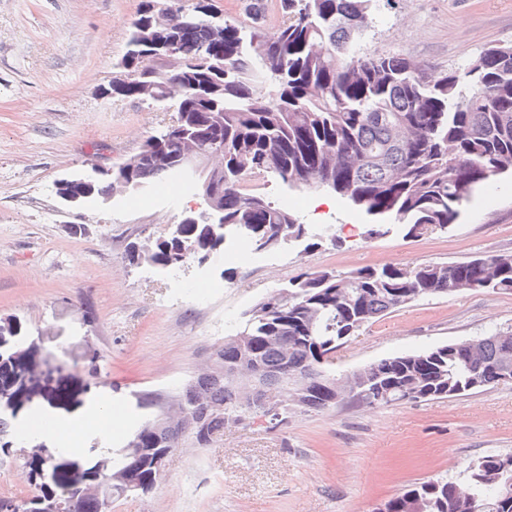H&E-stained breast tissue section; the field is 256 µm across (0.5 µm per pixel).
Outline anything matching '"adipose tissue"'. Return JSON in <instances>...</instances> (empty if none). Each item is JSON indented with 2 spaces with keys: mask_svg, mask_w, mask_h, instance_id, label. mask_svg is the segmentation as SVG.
Wrapping results in <instances>:
<instances>
[{
  "mask_svg": "<svg viewBox=\"0 0 512 512\" xmlns=\"http://www.w3.org/2000/svg\"><path fill=\"white\" fill-rule=\"evenodd\" d=\"M37 416L45 420L46 425L36 430L32 427V420ZM37 416L30 412L21 415L15 422L18 433L25 438L37 436L74 456L82 452L81 442L86 430L96 429L108 442L126 429L123 416L113 409L112 396L107 392L99 393L86 409L75 414L56 415L44 411Z\"/></svg>",
  "mask_w": 512,
  "mask_h": 512,
  "instance_id": "ef3b65f1",
  "label": "adipose tissue"
}]
</instances>
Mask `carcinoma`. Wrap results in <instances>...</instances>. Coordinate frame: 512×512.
Returning a JSON list of instances; mask_svg holds the SVG:
<instances>
[{
    "label": "carcinoma",
    "mask_w": 512,
    "mask_h": 512,
    "mask_svg": "<svg viewBox=\"0 0 512 512\" xmlns=\"http://www.w3.org/2000/svg\"><path fill=\"white\" fill-rule=\"evenodd\" d=\"M282 18L279 36L266 38L264 26L224 21V40L216 41L206 14L196 4L194 43L208 53L193 65L169 69L150 62L155 42L142 31L155 23L162 0H141L127 45L138 56L123 55L126 78L112 82L115 95L150 101L170 109L175 120L152 136L167 160L143 158L131 172V194L152 189L163 177L195 190L193 173L179 165L178 136L196 139L208 150L224 149V188L219 206L225 228L203 220L178 224L177 235L160 238L149 261L167 268L217 258L227 239L247 241L256 251L280 248L284 224L300 238L308 228L287 207L242 188L243 176L273 175L290 189H315L339 196L369 217L372 235L398 224L407 236L446 231L457 223L481 188L512 172V47H490L445 76L427 80L400 54H375L362 42L374 27L378 0H275ZM274 90L261 93L265 85ZM486 289L512 292V254L463 263L400 268L362 267L346 274L301 273L286 288L243 314L239 335L247 337L253 357L270 376L267 389H282L276 373L288 368L308 375L307 410L336 407L323 384L325 371L314 342L339 341L420 296ZM316 316L311 337L299 330L307 314ZM472 360L468 340L421 353L379 360L376 381L356 392L353 404L384 405L462 396L480 381L498 383V370L512 366V330L477 337ZM239 345L224 337L211 360L236 359ZM208 403L198 404L197 393ZM176 397L198 415V428L161 427L144 421L125 448L139 462L140 483L154 486L155 460L161 452L191 442L211 446L224 434V415L244 412L224 375L195 376ZM512 455H487L466 467L462 483L468 498L455 499L457 481L422 482L385 502L386 512H408L406 498L421 502L422 512H512ZM62 512H106L107 504L73 493L61 498Z\"/></svg>",
    "instance_id": "carcinoma-1"
}]
</instances>
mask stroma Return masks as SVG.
Listing matches in <instances>:
<instances>
[{
    "label": "stroma",
    "mask_w": 512,
    "mask_h": 512,
    "mask_svg": "<svg viewBox=\"0 0 512 512\" xmlns=\"http://www.w3.org/2000/svg\"><path fill=\"white\" fill-rule=\"evenodd\" d=\"M141 0H0V416L46 406L71 414L108 390L138 428L154 417L140 393L177 390L209 361L246 310L305 271L465 262L512 252V177L477 193L448 231L413 238L399 225L369 236L366 215L341 198L318 204L272 175L250 174L312 231L317 247L191 263L169 276L132 265L126 249L179 223L198 198L159 184L161 196L123 195L72 207L57 179L139 152L173 115L112 96ZM368 51L400 53L437 79L491 46H512V0H382ZM215 280L203 287L198 278ZM512 327V292L424 297L351 336L328 369L346 374L380 359ZM78 456L30 438L0 436V497L61 494L79 471L94 479L123 439L88 432ZM512 453V382L465 396L307 411L288 406L281 430L226 427L208 448L181 447L145 495L112 512H372L377 504L473 460Z\"/></svg>",
    "instance_id": "35a3bbf8"
}]
</instances>
